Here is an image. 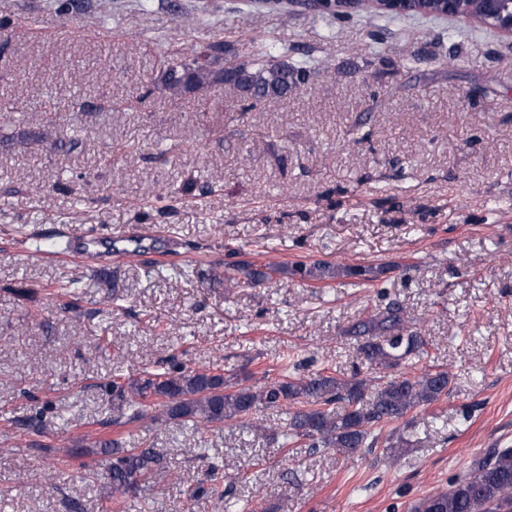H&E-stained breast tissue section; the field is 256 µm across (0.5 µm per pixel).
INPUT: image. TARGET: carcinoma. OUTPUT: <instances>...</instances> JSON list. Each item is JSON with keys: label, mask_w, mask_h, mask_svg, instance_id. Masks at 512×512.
<instances>
[{"label": "carcinoma", "mask_w": 512, "mask_h": 512, "mask_svg": "<svg viewBox=\"0 0 512 512\" xmlns=\"http://www.w3.org/2000/svg\"><path fill=\"white\" fill-rule=\"evenodd\" d=\"M412 14L454 16L473 19L480 13L479 0H414ZM315 68L305 62L288 60V48L281 56L260 47L254 58L237 60L229 67L216 68L200 56L173 51L164 56L160 83L170 96L179 98L204 94L222 84L231 90L247 111L268 99L286 98L309 80ZM322 282L337 277L374 280L383 267L332 264L328 261L264 268L239 262L211 269L214 281L253 285L271 279L274 273ZM347 333L360 358L371 366L396 368L406 359L423 354L426 341L405 317L403 308L390 301L383 311L353 323ZM448 371L436 369L420 377L402 373L380 383L355 373L340 377L317 371L303 377H285L257 387L230 381L222 373L194 371L174 366L163 373L112 384V409L128 422L145 416V400L160 402L168 420L192 423L195 427H220L227 421L246 424L257 408L296 405L288 413V435L307 439L312 448H333L354 454L375 447L371 428L403 418L411 410L448 395ZM340 405L336 411L329 410ZM96 453L112 457L108 475L112 496L119 500L151 483L158 458L148 448H122L115 440L95 444ZM411 512H512V448L493 449L467 476L455 480L451 489L427 495Z\"/></svg>", "instance_id": "obj_1"}]
</instances>
